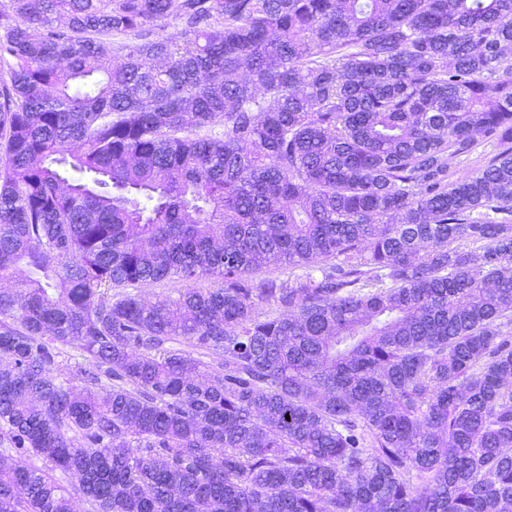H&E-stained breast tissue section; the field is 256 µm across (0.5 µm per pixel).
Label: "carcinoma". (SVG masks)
Segmentation results:
<instances>
[{
  "mask_svg": "<svg viewBox=\"0 0 512 512\" xmlns=\"http://www.w3.org/2000/svg\"><path fill=\"white\" fill-rule=\"evenodd\" d=\"M11 5L0 512H512V0ZM501 145L496 139H479L469 154L455 156L448 161V181L478 172L488 161L501 151ZM218 282L214 278L198 280L195 283H175L170 281H161L153 283L145 288L133 289V292L140 293L148 299H155L164 296H177V289L184 288H217Z\"/></svg>",
  "mask_w": 512,
  "mask_h": 512,
  "instance_id": "carcinoma-1",
  "label": "carcinoma"
}]
</instances>
